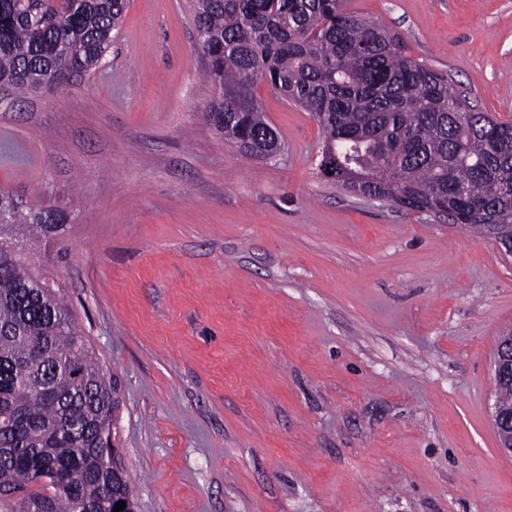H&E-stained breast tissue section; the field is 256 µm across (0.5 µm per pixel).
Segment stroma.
Listing matches in <instances>:
<instances>
[{"label":"stroma","instance_id":"35a3bbf8","mask_svg":"<svg viewBox=\"0 0 512 512\" xmlns=\"http://www.w3.org/2000/svg\"><path fill=\"white\" fill-rule=\"evenodd\" d=\"M346 2L512 116V0ZM204 68L190 0H128L94 74L0 88V185L73 209L50 269L117 382L134 512H512V257L326 180L318 123L267 83L283 150L240 152Z\"/></svg>","mask_w":512,"mask_h":512}]
</instances>
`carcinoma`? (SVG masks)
<instances>
[{"mask_svg":"<svg viewBox=\"0 0 512 512\" xmlns=\"http://www.w3.org/2000/svg\"><path fill=\"white\" fill-rule=\"evenodd\" d=\"M126 0H0V86L22 97L91 75ZM197 45L216 96L208 120L234 145L281 144L255 98L262 81L310 112L321 157L357 196L435 212L450 224L512 229V119L478 112L451 76L345 0H195ZM70 220L67 204H31L0 187V500L17 512H113L134 506L103 463L116 385L62 286L34 259Z\"/></svg>","mask_w":512,"mask_h":512,"instance_id":"1","label":"carcinoma"}]
</instances>
